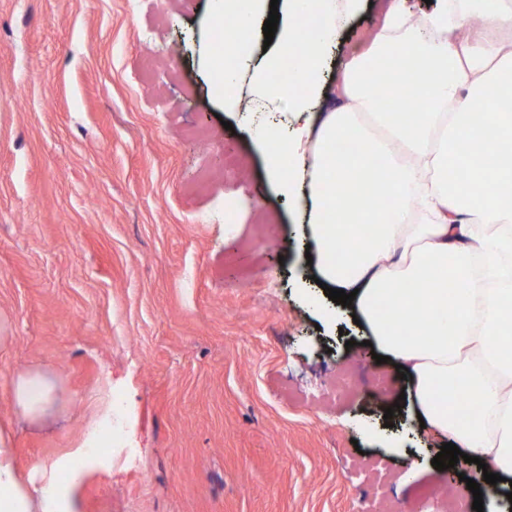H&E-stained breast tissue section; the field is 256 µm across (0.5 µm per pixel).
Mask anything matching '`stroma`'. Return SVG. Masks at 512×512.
Returning a JSON list of instances; mask_svg holds the SVG:
<instances>
[{
	"mask_svg": "<svg viewBox=\"0 0 512 512\" xmlns=\"http://www.w3.org/2000/svg\"><path fill=\"white\" fill-rule=\"evenodd\" d=\"M212 0H0V427L17 463L111 449L76 512H438L445 441L408 428L411 380L365 326L324 321L292 199L268 180L210 59ZM372 0L327 79L383 25ZM395 378L384 402L325 405L330 380ZM57 387L18 420L11 380ZM111 399L112 418L95 405ZM391 421H384L386 408Z\"/></svg>",
	"mask_w": 512,
	"mask_h": 512,
	"instance_id": "1",
	"label": "stroma"
}]
</instances>
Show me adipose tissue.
<instances>
[{
	"label": "adipose tissue",
	"instance_id": "obj_1",
	"mask_svg": "<svg viewBox=\"0 0 512 512\" xmlns=\"http://www.w3.org/2000/svg\"><path fill=\"white\" fill-rule=\"evenodd\" d=\"M405 0H392L386 29L367 53L348 63L342 92L352 108L323 116L313 109L327 98L323 79L326 48L336 31V0H213L216 18L233 16L246 29L278 10L272 47L255 58L254 46L224 36L213 66L218 92L237 103L240 73L227 68L226 54L251 62L252 82L268 100L286 102L297 121L288 135L260 129L266 166L278 190L308 201V222L322 281L355 292V311L375 344L404 366L413 380L421 414L412 428L426 426L461 452L482 459L488 472L512 480V345L502 336L512 310V84L500 66L512 68V0H446L421 21L433 39L398 35L406 22ZM319 12V31L303 37L299 18ZM489 21L484 41L451 44L443 33L471 14ZM287 82H272L287 58ZM400 65L389 92L410 91L424 100L415 113L376 111L379 67ZM503 100L501 111L474 115L488 98ZM482 139L462 142L472 120ZM471 167L467 182L458 171ZM430 219L412 223L415 207ZM443 310L436 330L426 329L434 310ZM423 327L412 326V318ZM468 395L466 423L444 400L449 387ZM53 381L39 373L15 377L10 395L21 420L42 418L55 398ZM70 449L55 461L21 472L10 431L0 428V512H67L61 495L69 460L85 456Z\"/></svg>",
	"mask_w": 512,
	"mask_h": 512
}]
</instances>
